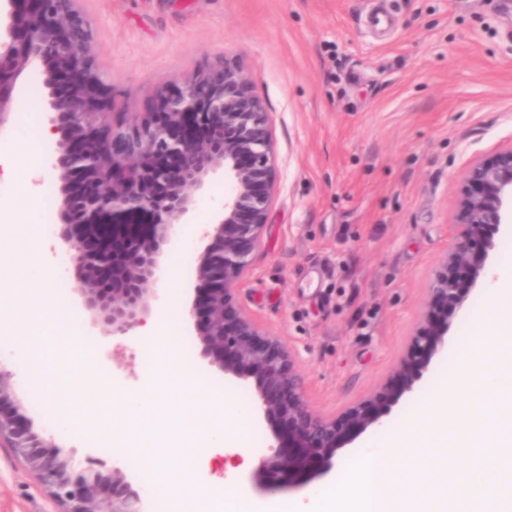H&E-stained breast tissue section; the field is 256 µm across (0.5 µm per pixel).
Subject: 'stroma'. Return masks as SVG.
Returning a JSON list of instances; mask_svg holds the SVG:
<instances>
[{"mask_svg": "<svg viewBox=\"0 0 512 512\" xmlns=\"http://www.w3.org/2000/svg\"><path fill=\"white\" fill-rule=\"evenodd\" d=\"M97 63L112 87L114 122L132 124L157 86L216 59L255 77L272 124L280 190L235 292L237 307L297 351L313 410L341 415L403 354L428 281L451 243L469 164L512 146V0H82ZM384 15L377 27L375 15ZM224 197H198L164 261L162 287L192 299L208 224ZM61 294L85 328L74 383L105 376L123 392L149 382L140 332L109 336L73 288ZM187 357L214 389L253 404L251 385L210 368L185 325ZM447 361L433 359L386 425L400 427ZM24 414L79 469L143 474L125 450L47 430L43 393L21 353L0 361ZM0 512H58L14 449L0 446Z\"/></svg>", "mask_w": 512, "mask_h": 512, "instance_id": "obj_1", "label": "stroma"}]
</instances>
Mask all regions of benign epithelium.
<instances>
[{
    "instance_id": "benign-epithelium-1",
    "label": "benign epithelium",
    "mask_w": 512,
    "mask_h": 512,
    "mask_svg": "<svg viewBox=\"0 0 512 512\" xmlns=\"http://www.w3.org/2000/svg\"><path fill=\"white\" fill-rule=\"evenodd\" d=\"M80 0H0V131L20 80L43 65V106L53 136L47 169L58 183L59 246L85 309L112 335L144 326L159 299L163 256L177 225L194 219L210 182L228 184L196 268L188 311L208 365L252 381L275 445L253 482L279 491L300 460L329 472L341 448L383 424L431 359L486 276L494 234L512 223V146L471 163L459 189L451 244L426 290L418 322L392 375L338 418L315 413L296 353L234 305L251 270L278 190L273 134L254 76L219 61L156 90V111L113 124L112 87L92 51ZM12 374L0 367V440L36 473L61 512H143L140 492L119 469L75 472L72 456L43 439L21 412Z\"/></svg>"
}]
</instances>
